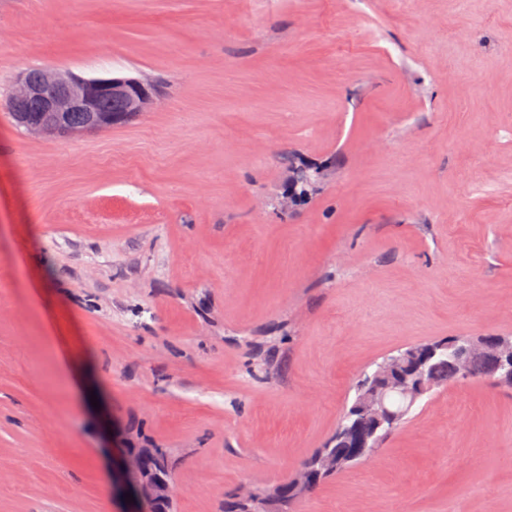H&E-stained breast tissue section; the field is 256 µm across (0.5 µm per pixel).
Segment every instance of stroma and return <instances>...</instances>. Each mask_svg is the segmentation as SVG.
<instances>
[{
  "label": "stroma",
  "instance_id": "1",
  "mask_svg": "<svg viewBox=\"0 0 512 512\" xmlns=\"http://www.w3.org/2000/svg\"><path fill=\"white\" fill-rule=\"evenodd\" d=\"M46 65L158 94L33 137L6 104ZM509 333L512 0H0V512H129L132 425L176 512H224L374 361ZM295 512H512V388L422 399Z\"/></svg>",
  "mask_w": 512,
  "mask_h": 512
}]
</instances>
